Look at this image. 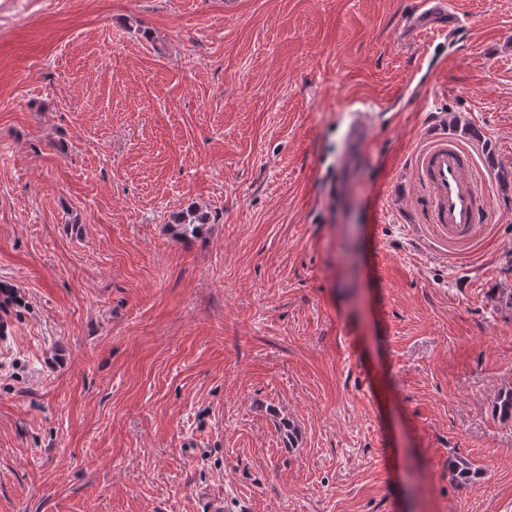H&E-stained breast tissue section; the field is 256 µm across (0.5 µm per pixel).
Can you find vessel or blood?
Masks as SVG:
<instances>
[{
	"instance_id": "1",
	"label": "vessel or blood",
	"mask_w": 512,
	"mask_h": 512,
	"mask_svg": "<svg viewBox=\"0 0 512 512\" xmlns=\"http://www.w3.org/2000/svg\"><path fill=\"white\" fill-rule=\"evenodd\" d=\"M428 15L438 18V32L456 33L459 23L449 16L445 0H417L406 18L407 32L421 33L423 19ZM369 127L366 113L352 114L346 130L349 151L361 146ZM418 169L420 184L431 197L429 221L446 227L449 239L470 237L477 227L489 223L491 195L470 151L462 143L447 138L433 140L422 152Z\"/></svg>"
}]
</instances>
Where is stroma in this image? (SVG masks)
I'll list each match as a JSON object with an SVG mask.
<instances>
[{"instance_id": "stroma-1", "label": "stroma", "mask_w": 512, "mask_h": 512, "mask_svg": "<svg viewBox=\"0 0 512 512\" xmlns=\"http://www.w3.org/2000/svg\"><path fill=\"white\" fill-rule=\"evenodd\" d=\"M415 2L0 0V512H512V0ZM446 3L447 2L443 0H420L416 2L414 10L406 18V31L415 36H417L418 33L427 32V30L440 32L444 35L448 32V36L455 34L460 27L459 22L447 11ZM427 15L433 18H440L443 21L437 23L438 26H434L432 29H425L423 28V19ZM446 16H448V21H446ZM369 127L370 122L367 118L366 113L357 112L351 115V120L346 130L348 152L346 154L345 160H341L342 162H348L352 158L354 152L361 146V144L366 139ZM419 180L429 192V223L448 226V238H468L488 224L492 200L470 151L448 138L433 140L419 159Z\"/></svg>"}]
</instances>
